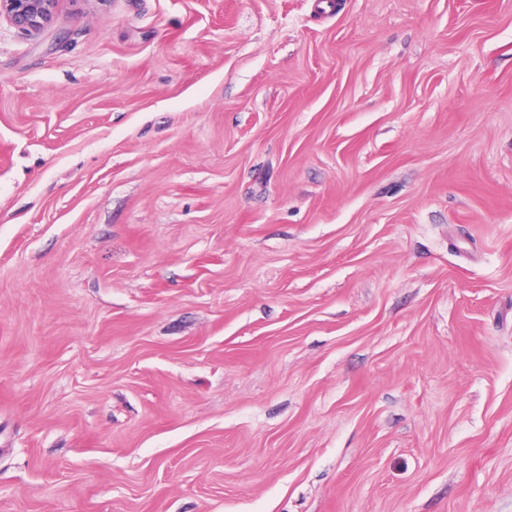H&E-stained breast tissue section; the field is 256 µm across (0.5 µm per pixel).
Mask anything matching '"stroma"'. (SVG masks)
Segmentation results:
<instances>
[{
	"mask_svg": "<svg viewBox=\"0 0 512 512\" xmlns=\"http://www.w3.org/2000/svg\"><path fill=\"white\" fill-rule=\"evenodd\" d=\"M0 17V512H512V0Z\"/></svg>",
	"mask_w": 512,
	"mask_h": 512,
	"instance_id": "obj_1",
	"label": "stroma"
}]
</instances>
